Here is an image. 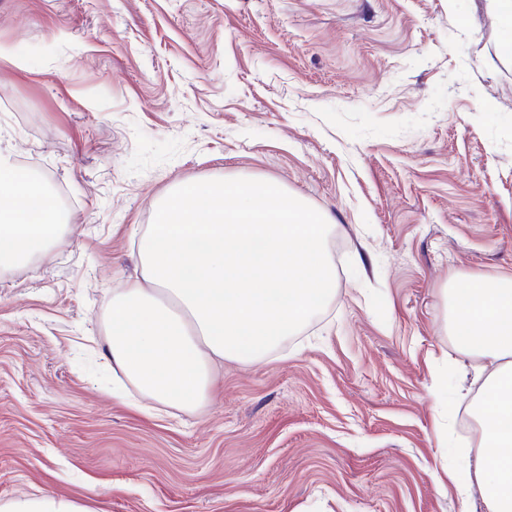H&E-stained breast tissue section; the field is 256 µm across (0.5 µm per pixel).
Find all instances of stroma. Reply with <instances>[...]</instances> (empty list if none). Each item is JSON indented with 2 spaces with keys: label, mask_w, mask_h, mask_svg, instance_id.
<instances>
[{
  "label": "stroma",
  "mask_w": 512,
  "mask_h": 512,
  "mask_svg": "<svg viewBox=\"0 0 512 512\" xmlns=\"http://www.w3.org/2000/svg\"><path fill=\"white\" fill-rule=\"evenodd\" d=\"M0 155L61 190L0 271V496L97 512H464L444 294L512 275V60L486 0H0ZM324 214L336 290L189 407L112 396V297L181 184ZM447 371L437 387L439 371ZM1 512H97L90 501H79L54 493L30 495L20 493L0 497Z\"/></svg>",
  "instance_id": "35a3bbf8"
}]
</instances>
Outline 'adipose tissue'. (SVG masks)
<instances>
[{
	"label": "adipose tissue",
	"mask_w": 512,
	"mask_h": 512,
	"mask_svg": "<svg viewBox=\"0 0 512 512\" xmlns=\"http://www.w3.org/2000/svg\"><path fill=\"white\" fill-rule=\"evenodd\" d=\"M67 230L43 184L0 156V268L46 255ZM325 219L270 181L182 185L140 237L145 285L112 300L107 354L143 393L198 402L224 359L258 361L335 292ZM448 331L486 369L469 481L482 512H512V276L448 290ZM0 512H96L64 495L0 497Z\"/></svg>",
	"instance_id": "adipose-tissue-1"
}]
</instances>
